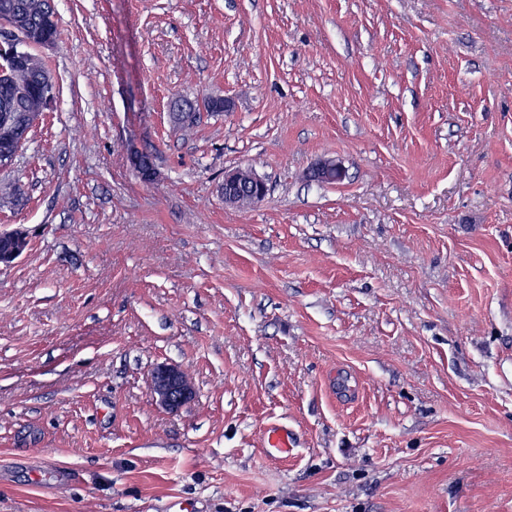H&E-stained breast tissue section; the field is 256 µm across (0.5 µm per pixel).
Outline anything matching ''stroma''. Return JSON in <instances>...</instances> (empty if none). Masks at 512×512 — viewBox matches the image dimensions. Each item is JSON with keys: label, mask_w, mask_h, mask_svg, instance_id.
<instances>
[{"label": "stroma", "mask_w": 512, "mask_h": 512, "mask_svg": "<svg viewBox=\"0 0 512 512\" xmlns=\"http://www.w3.org/2000/svg\"><path fill=\"white\" fill-rule=\"evenodd\" d=\"M55 7L0 171V512H512V0ZM25 58V66L10 70L7 77L9 88L20 93L9 103L12 112H4L3 92L0 91V124L2 125L3 120L15 121L18 123L20 135L26 132L27 135L22 142H16L11 147H6L1 140L0 155L8 154L12 158L7 165H2L0 159V170L12 165L27 142L29 134L45 121L50 112L51 107H46L47 99L50 100L49 106H51V102L55 101L58 93L56 82L45 60L33 47L25 54ZM33 118L38 119L35 124H32ZM313 169V177L316 180L329 179L341 182L345 178V169L340 161L335 159H323L315 164ZM325 183H336L333 181H321ZM152 397L166 410L178 411L195 396L194 387L187 375L177 366L160 364L150 379ZM264 445L270 455L287 457L290 447L288 433L280 429H270L264 435Z\"/></svg>", "instance_id": "1"}]
</instances>
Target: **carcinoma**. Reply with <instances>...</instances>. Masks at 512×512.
<instances>
[{
  "label": "carcinoma",
  "mask_w": 512,
  "mask_h": 512,
  "mask_svg": "<svg viewBox=\"0 0 512 512\" xmlns=\"http://www.w3.org/2000/svg\"><path fill=\"white\" fill-rule=\"evenodd\" d=\"M12 24L28 35L44 30L52 38L58 36V23L53 0H0V22ZM25 66L10 70L7 85L17 92L4 111L3 92L0 91V124L5 120L18 123L20 133H30L35 128L32 120L43 123L50 112L46 101H55L57 85L45 60L31 48L25 54ZM172 118L183 128H191L196 121L193 104L184 100L172 103ZM19 202L18 189L11 183L0 184V211L12 210Z\"/></svg>",
  "instance_id": "obj_1"
}]
</instances>
